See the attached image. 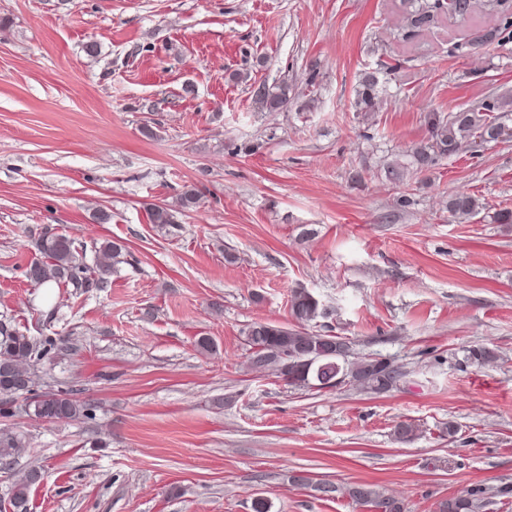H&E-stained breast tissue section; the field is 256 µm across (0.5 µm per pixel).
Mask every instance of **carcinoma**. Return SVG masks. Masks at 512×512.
<instances>
[{
	"label": "carcinoma",
	"mask_w": 512,
	"mask_h": 512,
	"mask_svg": "<svg viewBox=\"0 0 512 512\" xmlns=\"http://www.w3.org/2000/svg\"><path fill=\"white\" fill-rule=\"evenodd\" d=\"M481 11L479 0H419L406 15L404 32L414 31L429 23L441 13L470 17ZM379 78L365 75L356 90L355 108L358 112H374L382 102L379 96ZM257 96L271 111L289 102L288 84L258 88ZM503 107L496 100L484 102L463 111L450 112L448 116L433 114L429 121L430 139L408 154L407 163L396 162L386 170L390 180H400L412 169L429 167L439 158L456 154L467 141L481 144L496 143L512 138V128L495 115ZM202 192L193 185L183 186L178 207L155 205L150 211L151 223L160 228L179 224L177 215L197 208ZM484 206L464 192L453 194L448 200L449 212L458 219H469ZM93 252L92 262H87V252ZM125 245L106 241L91 248L77 247L64 234L45 231L34 243V256L25 273H34L31 283L38 288L72 287L88 292L102 288L114 268L124 262ZM292 324L281 326L271 322L255 321L246 331L250 350V363L258 370H269L292 385H307V359L312 358L321 366L320 378L313 380L319 389L337 387L335 380L343 376L349 384L365 392L382 394L396 388L404 373L391 361L371 357L358 363L349 360V345L340 336L313 333L310 323L329 315L328 308L308 289L296 288L289 300ZM65 338L27 336L15 329L0 327V418L14 416L12 405L23 399V411L38 420L59 423L89 415L88 404L77 398L72 388H48L37 391L38 363ZM26 446L25 437L11 430H0V466H9ZM43 477L42 469L31 467L8 489L12 512H28L29 491ZM300 484L312 486L318 492L336 497L346 496L353 504L367 507L372 512H403L401 502L380 492L370 484L358 483L340 487L332 482H314L303 478ZM482 491L474 489L466 496L447 500L441 512H477Z\"/></svg>",
	"instance_id": "carcinoma-1"
}]
</instances>
